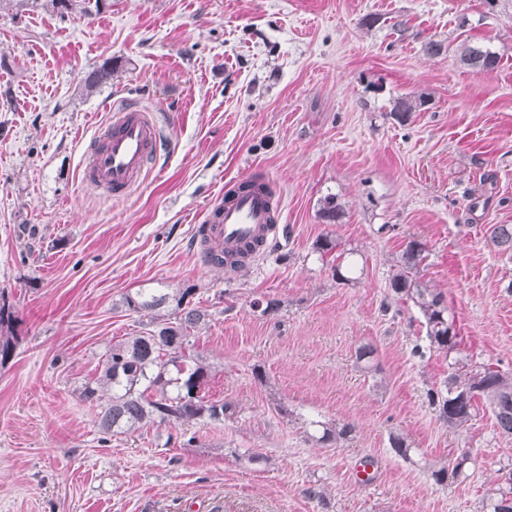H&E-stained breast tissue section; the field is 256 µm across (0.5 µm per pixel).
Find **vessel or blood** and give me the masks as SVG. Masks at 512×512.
Listing matches in <instances>:
<instances>
[{
	"label": "vessel or blood",
	"instance_id": "vessel-or-blood-1",
	"mask_svg": "<svg viewBox=\"0 0 512 512\" xmlns=\"http://www.w3.org/2000/svg\"><path fill=\"white\" fill-rule=\"evenodd\" d=\"M158 129L148 112L125 107L113 113L106 128L85 148L81 181L119 198L134 188L156 152ZM272 201L254 186L221 196L199 241L218 246L228 261L257 260L279 235Z\"/></svg>",
	"mask_w": 512,
	"mask_h": 512
}]
</instances>
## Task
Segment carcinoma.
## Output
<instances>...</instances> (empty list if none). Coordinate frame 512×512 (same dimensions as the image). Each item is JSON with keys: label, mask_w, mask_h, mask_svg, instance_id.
Segmentation results:
<instances>
[{"label": "carcinoma", "mask_w": 512, "mask_h": 512, "mask_svg": "<svg viewBox=\"0 0 512 512\" xmlns=\"http://www.w3.org/2000/svg\"><path fill=\"white\" fill-rule=\"evenodd\" d=\"M461 62L480 73L497 68L498 55L489 48L464 39L457 44ZM426 101L402 99L392 115L405 123L410 113L425 106ZM492 244L512 255V224H498L491 235ZM320 258L332 256V276L338 282L356 281V263L339 240L325 236L315 246ZM426 246L418 240L406 243L395 271L389 279L395 297L417 307L424 318L428 346L417 344L412 354L423 358L426 350L447 354L457 346V337L449 334L455 322L448 319V306L442 294L426 287L415 277L424 260ZM184 296L174 297L162 291H139L127 294L123 305L146 318L142 330L113 344L106 352L98 378L85 384L81 397L100 408L99 426L105 433H123L150 422L190 423L200 419L222 421L234 415L228 402H205L201 388L209 377L208 366L187 353L188 332L206 323L208 313L199 307L183 306ZM175 307H170V303ZM177 375L168 376L167 365ZM429 401L439 418L451 428H462L476 416L479 405L490 407L500 436L512 438V378L491 366H472L458 360L448 363V376L438 387L429 390ZM316 441L334 445L352 432L350 425L317 421ZM468 448L460 451L452 468L432 471L435 483L448 484L466 473L472 463ZM503 482L484 496L482 512H512V469L502 475Z\"/></svg>", "instance_id": "carcinoma-1"}]
</instances>
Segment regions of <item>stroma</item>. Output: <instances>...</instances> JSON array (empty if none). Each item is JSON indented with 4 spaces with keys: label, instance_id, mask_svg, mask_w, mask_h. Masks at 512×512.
Here are the masks:
<instances>
[{
    "label": "stroma",
    "instance_id": "stroma-1",
    "mask_svg": "<svg viewBox=\"0 0 512 512\" xmlns=\"http://www.w3.org/2000/svg\"><path fill=\"white\" fill-rule=\"evenodd\" d=\"M461 33L498 68L425 53ZM107 61L111 81L87 88ZM402 96L426 100L404 124L390 113ZM119 100L158 114L160 155L117 201L79 168ZM257 177L278 203L279 238L244 268L204 263L206 211ZM329 194L335 224L319 215ZM498 224H512V0H74L65 11L0 0V300L15 338L0 365V512H480L512 440L486 407L448 428L427 393L452 357L512 377V258L490 241ZM327 234L362 254L358 283H336L316 253ZM413 239L428 246L417 276L459 333L449 355L412 358L421 313L382 307ZM155 288L208 310L189 337L211 367L201 394L237 413L103 433L82 388L140 328L124 295ZM257 298L279 311H254ZM312 420L353 431L325 447ZM464 448L466 475L436 484L432 469ZM312 482L325 502L306 498Z\"/></svg>",
    "mask_w": 512,
    "mask_h": 512
}]
</instances>
